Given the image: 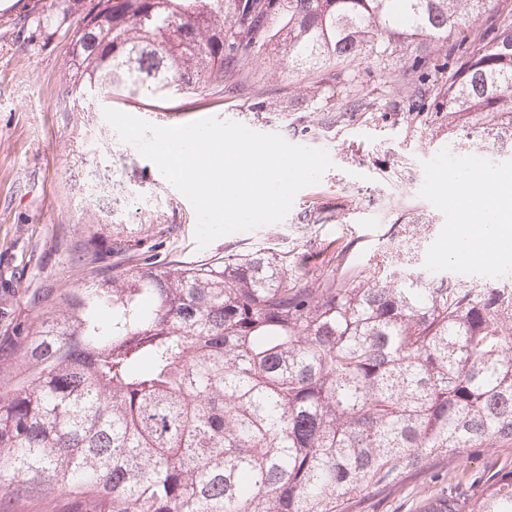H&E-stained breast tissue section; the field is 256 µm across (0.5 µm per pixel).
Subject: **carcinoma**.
Here are the masks:
<instances>
[{
	"label": "carcinoma",
	"mask_w": 512,
	"mask_h": 512,
	"mask_svg": "<svg viewBox=\"0 0 512 512\" xmlns=\"http://www.w3.org/2000/svg\"><path fill=\"white\" fill-rule=\"evenodd\" d=\"M496 0H74L60 99L165 102L245 82L265 57L346 91L354 63L455 135L512 157V19L448 43ZM455 71L448 75V62ZM112 224V193L95 199ZM380 263L317 271L274 246L153 257L78 288L24 340L0 396V476L80 490L90 512H340L429 458L512 444V288ZM446 512H512V471Z\"/></svg>",
	"instance_id": "carcinoma-1"
}]
</instances>
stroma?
<instances>
[{"label":"stroma","instance_id":"stroma-1","mask_svg":"<svg viewBox=\"0 0 512 512\" xmlns=\"http://www.w3.org/2000/svg\"><path fill=\"white\" fill-rule=\"evenodd\" d=\"M51 0H11L0 15V392L14 384L23 338L66 308L73 288L85 287L141 266L158 254L179 262L220 261L270 244L287 250L310 243L309 264L328 269L336 249L352 243V262H375L392 224L417 221L427 243L420 263L436 270L455 264L458 273L512 279L503 267L453 254L448 229L467 221V211L448 194L451 175L484 163L498 171L501 158L484 141L456 151L447 116L412 111L386 94L378 72L359 66L366 109L316 92L307 76L256 65L254 83L238 91L180 98L161 109L154 102L95 101V121L105 107L155 126H177L214 117L237 122L286 141L326 150L332 166L316 185L302 189L283 221L231 233L199 247L190 202L134 145L113 138L106 163L114 173V226L94 224L84 200L86 167L75 158L85 130L78 113L59 110L66 39L46 37L34 20ZM159 210L146 224L142 210ZM512 470V445L478 448L468 459L430 458L394 487L346 502L344 512H424L434 499L457 494L468 501L497 475ZM73 493L17 496L0 487V512H77Z\"/></svg>","mask_w":512,"mask_h":512}]
</instances>
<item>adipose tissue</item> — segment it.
<instances>
[{
  "label": "adipose tissue",
  "instance_id": "1",
  "mask_svg": "<svg viewBox=\"0 0 512 512\" xmlns=\"http://www.w3.org/2000/svg\"><path fill=\"white\" fill-rule=\"evenodd\" d=\"M452 184L456 192L473 207L475 226L471 232L451 230L458 250L472 259L480 258L482 238L496 240L495 256L512 255V181L482 170L456 175Z\"/></svg>",
  "mask_w": 512,
  "mask_h": 512
}]
</instances>
